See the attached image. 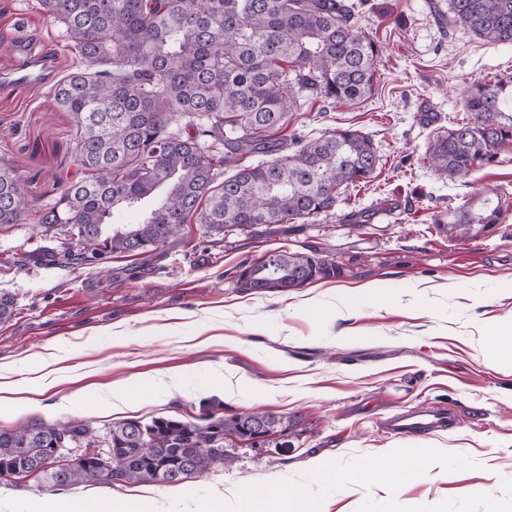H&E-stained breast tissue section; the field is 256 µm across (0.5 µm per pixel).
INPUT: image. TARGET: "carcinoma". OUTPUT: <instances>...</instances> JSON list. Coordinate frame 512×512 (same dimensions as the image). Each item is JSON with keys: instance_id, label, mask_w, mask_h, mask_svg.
<instances>
[{"instance_id": "cac0c4a2", "label": "carcinoma", "mask_w": 512, "mask_h": 512, "mask_svg": "<svg viewBox=\"0 0 512 512\" xmlns=\"http://www.w3.org/2000/svg\"><path fill=\"white\" fill-rule=\"evenodd\" d=\"M61 26L82 66L51 88L76 126L75 176L38 205L13 166L0 163V230L27 218L47 235L73 225L82 248L65 255L83 266L107 253L146 255L195 220L206 232L257 224H299L328 212L341 189L373 178L378 157L364 132L345 128L288 140V113L306 102L337 105L371 92L380 47L354 23L353 0H39ZM512 44V0H448V26ZM465 121L429 141L428 162L450 180L512 150V80L477 81ZM185 123L184 130L172 126ZM271 160L239 166L249 154ZM221 165L235 171L216 182ZM166 196L137 224L114 212ZM501 198H476L448 220L449 235L499 223ZM315 255L272 251L240 268L242 287L285 291L327 276ZM293 421L274 411L205 423L158 417L112 425L100 443L86 423L33 422L0 429V469L38 467L50 449L79 455L43 470L50 487L122 481L179 484L227 463L224 439L258 443L285 436Z\"/></svg>"}]
</instances>
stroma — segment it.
<instances>
[{
    "label": "stroma",
    "instance_id": "stroma-1",
    "mask_svg": "<svg viewBox=\"0 0 512 512\" xmlns=\"http://www.w3.org/2000/svg\"><path fill=\"white\" fill-rule=\"evenodd\" d=\"M447 2L359 0L355 23L381 48L373 93L336 107L309 105L289 120V135L304 140L347 127L371 138L375 177L344 188L335 210L220 236L192 221L151 261L107 254L75 270L62 255L79 250L76 238L37 235L28 220L0 231V292L16 300L13 317L0 323V365H12L20 379L62 368L77 375L45 398L43 410L0 415V429L86 420L102 441L126 419L199 422L269 410L300 424L257 446L227 438L229 465L140 492L160 501L201 490L229 497L239 486L331 461L431 446L476 466L432 465L394 495L351 485L329 494L323 512H357L366 499L391 495L407 506L500 496L512 479V357L487 348L512 319V153L451 181L438 177L425 151L436 133L461 122L474 81L512 77V44L447 27L434 9ZM21 21L36 46L55 50L59 74L79 67L38 0H0V32L15 33ZM75 134L49 85L0 88V161L17 166L34 200L57 197L55 178L69 169ZM487 188L508 202L499 223L448 235L449 217ZM35 249L41 261L30 260ZM274 250L317 254L336 271L285 291L242 288L239 268ZM173 375L183 391L167 398L138 384ZM226 379L236 383L227 395L219 390ZM124 380L133 409L102 410L99 392ZM435 404L453 409L455 426L411 438L385 433L387 417ZM130 490L118 481L51 488L34 478L0 479V512H27L36 497L91 500L106 512Z\"/></svg>",
    "mask_w": 512,
    "mask_h": 512
}]
</instances>
